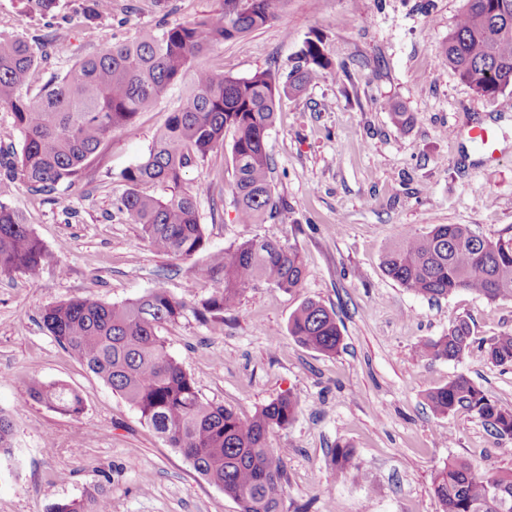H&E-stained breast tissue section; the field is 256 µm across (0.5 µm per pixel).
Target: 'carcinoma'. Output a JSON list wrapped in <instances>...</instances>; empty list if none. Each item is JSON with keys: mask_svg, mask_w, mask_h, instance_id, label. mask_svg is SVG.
<instances>
[{"mask_svg": "<svg viewBox=\"0 0 512 512\" xmlns=\"http://www.w3.org/2000/svg\"><path fill=\"white\" fill-rule=\"evenodd\" d=\"M283 0H224V15L162 22L138 38L113 43L84 56L61 77L43 81L39 45L0 39V107L12 112L21 132L20 152L0 156L4 176H18L39 194L73 185L114 131L132 132L139 113L156 104L193 71L185 103L169 112L148 155L121 173L124 191L113 205L157 252L187 259L206 248L197 199L203 187H184L185 172L204 162L232 134L233 203L241 224L285 220L275 200L267 138L280 100L295 95L331 68L320 41L309 40L300 60L280 80L268 71L233 78L194 61L213 45L244 41L275 18ZM448 66L460 80L491 100L512 89V0H467L448 32ZM40 86L33 99L23 86ZM159 185L164 194L144 190ZM46 250L23 216L0 200V272L36 274ZM383 266L407 290L430 299L468 290L490 301L512 300V226L496 238L473 232L466 224H440L428 232H408L390 247ZM303 265L297 248L255 235L234 248L210 252L197 269V280L210 283L196 313L224 319L249 288H298ZM184 301L163 288L122 303L84 296L48 306L45 327L57 343L77 357L119 394L167 445L183 454L194 469L222 489L240 512H283L287 450L268 446V435L295 419L298 402L281 395L249 419L204 400L192 378L167 351L159 329L178 320ZM288 334L306 348L331 356L342 342L336 313L307 299L288 321ZM473 344V329L456 319L448 334L421 343L426 361L461 359ZM487 359L512 365V334L484 343ZM29 395L65 415L79 417L84 398L63 384L33 382ZM437 415L473 413L497 436L512 437V409L490 399L471 379L459 375L426 394ZM12 422L0 410V454L11 453ZM340 475L365 479L356 452L347 446L331 451ZM437 512H512V469L493 475L450 459L433 475ZM50 512H110L106 497L55 504Z\"/></svg>", "mask_w": 512, "mask_h": 512, "instance_id": "obj_1", "label": "carcinoma"}]
</instances>
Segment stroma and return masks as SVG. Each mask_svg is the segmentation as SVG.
I'll return each instance as SVG.
<instances>
[{"instance_id": "obj_1", "label": "stroma", "mask_w": 512, "mask_h": 512, "mask_svg": "<svg viewBox=\"0 0 512 512\" xmlns=\"http://www.w3.org/2000/svg\"><path fill=\"white\" fill-rule=\"evenodd\" d=\"M86 0H59L66 53L50 52L47 76L104 45L136 37L160 18L220 17L224 0H112L89 20ZM466 0H285L274 20L244 42H227L199 65L243 78L285 77L308 40L333 64L302 93L282 99L267 138L276 200L286 221L242 224L232 202L231 148L187 170L184 186H208L198 200L206 248L229 249L258 235L297 246L300 288L248 289L223 321L194 312L208 296L196 283L201 257L152 249L112 207L121 173L148 152L169 112L185 100L177 86L137 129L113 132L80 181L50 196L21 180L0 196L23 212L48 259L38 274L0 273V411L13 423L12 451L0 456V512H50L59 502L103 492L111 512H239L192 464L144 424L48 332L43 310L96 296L112 304L156 288L187 309L161 329L169 353L200 395L239 417L278 396L298 401L293 423L269 445L287 449L284 512H436L432 476L459 458L480 472L512 468V438L491 435L474 414L432 413L431 389L456 375L512 409V366L487 360L480 341L512 333V300L467 290L431 301L402 288L382 267L385 250L407 231L466 224L493 238L512 225V90L487 101L449 68L444 46ZM47 19L24 0H0V35L47 34ZM415 116L397 126L392 106ZM495 136L497 161L470 138ZM307 299L333 309L343 336L333 356L303 348L287 331ZM468 319L475 346L460 360L426 362L418 347ZM81 392L80 417L29 396L32 381ZM355 448L363 478L337 476L332 448Z\"/></svg>"}]
</instances>
